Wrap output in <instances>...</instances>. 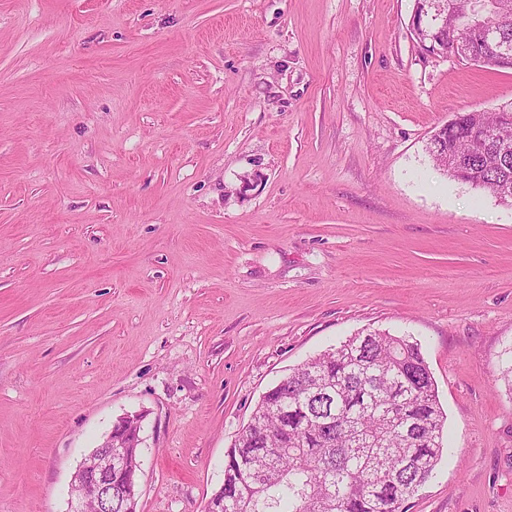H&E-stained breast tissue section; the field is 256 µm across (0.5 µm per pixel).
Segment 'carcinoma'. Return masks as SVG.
Masks as SVG:
<instances>
[{
  "label": "carcinoma",
  "instance_id": "carcinoma-1",
  "mask_svg": "<svg viewBox=\"0 0 512 512\" xmlns=\"http://www.w3.org/2000/svg\"><path fill=\"white\" fill-rule=\"evenodd\" d=\"M447 2L440 43L464 62L511 68L512 0H495L491 36L463 23L473 0ZM443 138L448 152L430 150L439 170L512 203V123L462 112ZM445 422L419 344L359 332L262 396L225 452L221 512H403L443 455Z\"/></svg>",
  "mask_w": 512,
  "mask_h": 512
}]
</instances>
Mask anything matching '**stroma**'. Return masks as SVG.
Instances as JSON below:
<instances>
[{"label":"stroma","mask_w":512,"mask_h":512,"mask_svg":"<svg viewBox=\"0 0 512 512\" xmlns=\"http://www.w3.org/2000/svg\"><path fill=\"white\" fill-rule=\"evenodd\" d=\"M414 0H0V512H66L146 418L138 512H202L293 367L417 341L449 448L405 512H512V207L428 152L512 70ZM444 0H416L415 11L412 20L411 32L413 36L425 44L426 41L431 40L438 24L441 20V15L445 8ZM417 44L419 45L418 41ZM421 49L432 53L433 49H428L421 45Z\"/></svg>","instance_id":"stroma-1"}]
</instances>
